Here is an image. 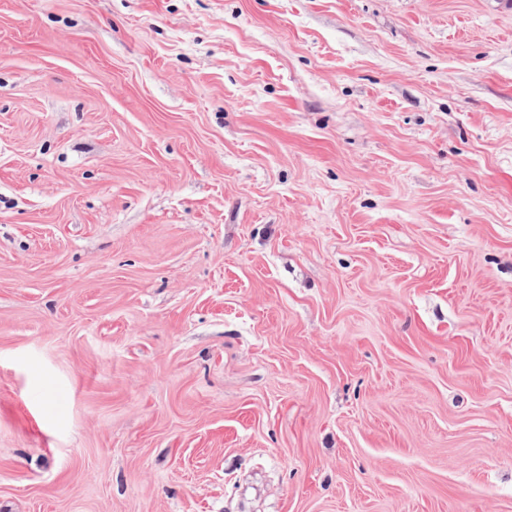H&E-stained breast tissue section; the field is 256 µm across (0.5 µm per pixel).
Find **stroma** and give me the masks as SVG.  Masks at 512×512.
Wrapping results in <instances>:
<instances>
[{
	"label": "stroma",
	"mask_w": 512,
	"mask_h": 512,
	"mask_svg": "<svg viewBox=\"0 0 512 512\" xmlns=\"http://www.w3.org/2000/svg\"><path fill=\"white\" fill-rule=\"evenodd\" d=\"M0 512H512V0H0Z\"/></svg>",
	"instance_id": "obj_1"
}]
</instances>
